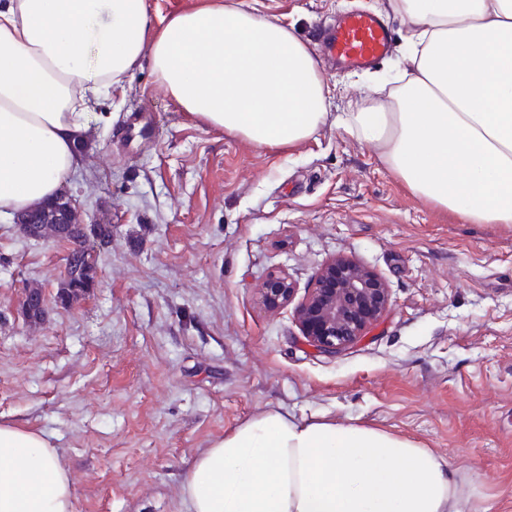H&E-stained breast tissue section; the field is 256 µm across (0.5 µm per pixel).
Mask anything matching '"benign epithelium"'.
<instances>
[{
    "label": "benign epithelium",
    "instance_id": "benign-epithelium-1",
    "mask_svg": "<svg viewBox=\"0 0 512 512\" xmlns=\"http://www.w3.org/2000/svg\"><path fill=\"white\" fill-rule=\"evenodd\" d=\"M257 290L271 308L290 304L295 295L281 273L268 275ZM389 306V288L377 273L354 259L334 258L298 303L295 316L306 345L336 356L366 336Z\"/></svg>",
    "mask_w": 512,
    "mask_h": 512
}]
</instances>
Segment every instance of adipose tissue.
Instances as JSON below:
<instances>
[{
    "instance_id": "obj_1",
    "label": "adipose tissue",
    "mask_w": 512,
    "mask_h": 512,
    "mask_svg": "<svg viewBox=\"0 0 512 512\" xmlns=\"http://www.w3.org/2000/svg\"><path fill=\"white\" fill-rule=\"evenodd\" d=\"M408 21L399 84L340 121L416 195L512 224V0H390ZM183 111L258 147L313 136L329 85L293 30L205 0L155 25L146 0H0V215L56 198L91 104L142 56ZM189 512H496L433 449L271 410L225 432L183 483ZM0 512H73L42 434L0 422Z\"/></svg>"
}]
</instances>
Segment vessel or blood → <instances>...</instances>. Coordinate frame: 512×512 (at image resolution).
I'll return each instance as SVG.
<instances>
[{"label":"vessel or blood","instance_id":"b4317fda","mask_svg":"<svg viewBox=\"0 0 512 512\" xmlns=\"http://www.w3.org/2000/svg\"><path fill=\"white\" fill-rule=\"evenodd\" d=\"M320 47L335 64L367 68L389 52L390 27L374 14L351 13L325 29Z\"/></svg>","mask_w":512,"mask_h":512}]
</instances>
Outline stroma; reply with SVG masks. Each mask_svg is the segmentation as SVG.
<instances>
[{
	"mask_svg": "<svg viewBox=\"0 0 512 512\" xmlns=\"http://www.w3.org/2000/svg\"><path fill=\"white\" fill-rule=\"evenodd\" d=\"M245 2L308 43L357 9L389 24L374 67L325 66L332 114L406 67L389 0ZM91 109L61 193L81 223L112 227L97 288L29 322L25 290L55 295L70 246L0 217V421L47 437L75 512H188L193 459L270 410L409 438L448 460L472 501L512 512V224H470L413 194L331 121L264 149L207 126L146 56ZM338 256L382 276L391 303L332 357L256 287L282 271L306 291Z\"/></svg>",
	"mask_w": 512,
	"mask_h": 512,
	"instance_id": "obj_1",
	"label": "stroma"
}]
</instances>
